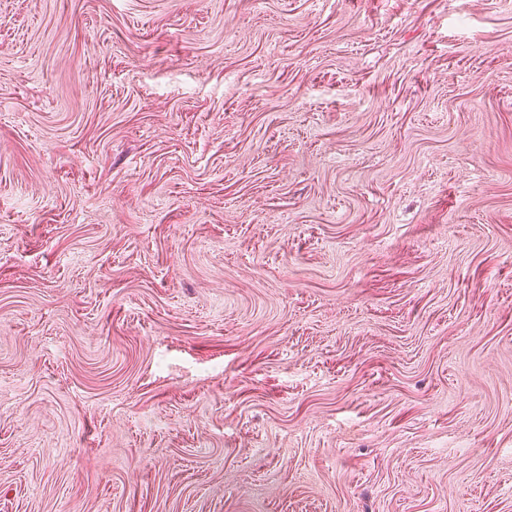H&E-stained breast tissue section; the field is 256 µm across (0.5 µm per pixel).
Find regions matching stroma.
Wrapping results in <instances>:
<instances>
[{"mask_svg": "<svg viewBox=\"0 0 512 512\" xmlns=\"http://www.w3.org/2000/svg\"><path fill=\"white\" fill-rule=\"evenodd\" d=\"M0 512H512V0H0Z\"/></svg>", "mask_w": 512, "mask_h": 512, "instance_id": "obj_1", "label": "stroma"}]
</instances>
